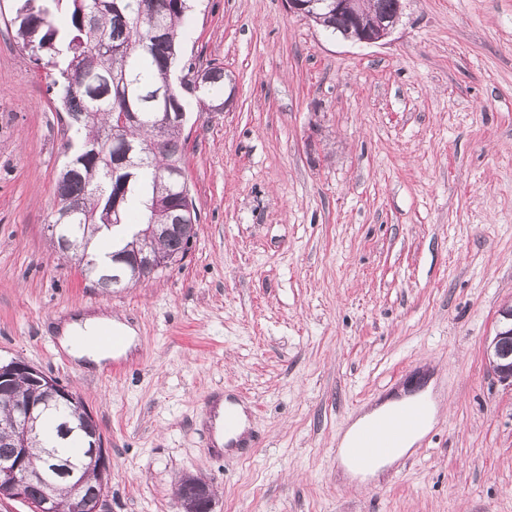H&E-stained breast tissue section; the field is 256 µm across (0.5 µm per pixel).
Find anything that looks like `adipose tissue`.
<instances>
[{
	"instance_id": "ef3b65f1",
	"label": "adipose tissue",
	"mask_w": 512,
	"mask_h": 512,
	"mask_svg": "<svg viewBox=\"0 0 512 512\" xmlns=\"http://www.w3.org/2000/svg\"><path fill=\"white\" fill-rule=\"evenodd\" d=\"M113 326L116 332L124 336V343L114 349H103L92 345L91 339L105 326ZM134 331L122 323L113 322L112 318L103 314L81 317L65 323L60 337L62 348L74 359L87 361L95 366H103L114 356L126 354L134 343ZM425 401L429 415L422 429L413 432L409 438L393 454L378 458L363 467H356L350 461L348 450L363 426L371 421L383 418L411 402L414 398ZM413 396L404 392L394 395L380 404L364 408L360 415L350 424L338 443V457L342 472L346 478L360 482L376 481L405 456L411 454L432 430L440 414V405L432 387H425L420 396Z\"/></svg>"
}]
</instances>
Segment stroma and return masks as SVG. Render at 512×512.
I'll use <instances>...</instances> for the list:
<instances>
[{
	"instance_id": "35a3bbf8",
	"label": "stroma",
	"mask_w": 512,
	"mask_h": 512,
	"mask_svg": "<svg viewBox=\"0 0 512 512\" xmlns=\"http://www.w3.org/2000/svg\"><path fill=\"white\" fill-rule=\"evenodd\" d=\"M0 0V361L78 395L111 470L106 512H512V388L484 358L512 302V0H405L374 44L284 0H194L181 67H223L224 111L181 137L199 220L186 257L105 293L50 242L67 116ZM112 311L136 347L104 368L61 320ZM434 382L447 409L380 482L342 481L361 406ZM252 454L215 457L213 390ZM181 506L184 512H210L212 494L208 485L187 484L183 488Z\"/></svg>"
}]
</instances>
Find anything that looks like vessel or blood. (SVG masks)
<instances>
[{"mask_svg": "<svg viewBox=\"0 0 512 512\" xmlns=\"http://www.w3.org/2000/svg\"><path fill=\"white\" fill-rule=\"evenodd\" d=\"M426 415L425 403L415 402L391 413L382 421L369 424L349 450L351 462L364 465L391 453L407 434L424 424Z\"/></svg>", "mask_w": 512, "mask_h": 512, "instance_id": "vessel-or-blood-1", "label": "vessel or blood"}]
</instances>
